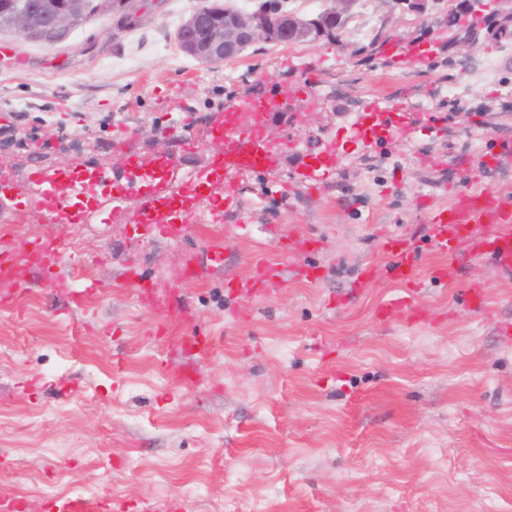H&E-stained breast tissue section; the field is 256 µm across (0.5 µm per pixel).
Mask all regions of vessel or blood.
Instances as JSON below:
<instances>
[{
    "instance_id": "1",
    "label": "vessel or blood",
    "mask_w": 512,
    "mask_h": 512,
    "mask_svg": "<svg viewBox=\"0 0 512 512\" xmlns=\"http://www.w3.org/2000/svg\"><path fill=\"white\" fill-rule=\"evenodd\" d=\"M275 108L263 107L259 101L241 99L225 104L224 121L216 137L224 143L223 162L228 166H257L276 151L275 143L265 135L267 126L278 116ZM136 160H127L123 170L115 173L126 195L142 196L147 223L156 225L159 236L178 240L197 224L203 223L202 213L196 209L164 215V207L171 199L163 179L149 180L138 170ZM461 180L453 189L447 208L429 211L424 219L432 228L427 241L443 258L433 275L445 279L454 275L464 253L493 257L502 271H512V189H488L478 185L476 170L471 164L459 167ZM380 245L389 255V276L402 282L416 280L418 260L414 251L399 247L397 239L381 233ZM69 253L68 237L64 231H55L45 240L23 242L20 252L0 253V307L21 311L28 295L30 280H38L50 293L67 303L69 308H85L94 299L106 293V287L95 281L76 286L56 271ZM254 275L249 279L227 280V287L237 289L243 304L241 313H248L249 299L261 294L266 286L268 269L263 259L253 261ZM192 263H185L174 270V287L162 290L127 280V287L135 288L143 309L158 319L156 331L172 346L189 353L193 367L178 366L171 377L178 388L194 391L197 382V363L207 360L214 348L212 339L199 328L190 300L176 284L194 277ZM379 317L388 323H420L427 321L426 306L419 304L412 295L389 299L380 309ZM58 512H124L121 501L104 495H70L59 499Z\"/></svg>"
}]
</instances>
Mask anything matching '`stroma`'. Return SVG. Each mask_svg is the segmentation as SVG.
<instances>
[{
  "mask_svg": "<svg viewBox=\"0 0 512 512\" xmlns=\"http://www.w3.org/2000/svg\"><path fill=\"white\" fill-rule=\"evenodd\" d=\"M200 0H134L133 17H90L54 44L0 34V143L12 176L0 191V229L42 238L45 220L13 221L15 208L45 190L44 178L80 163L102 178L65 225L68 258L57 271L110 283L85 310L32 287L24 312L0 310V494L58 497L106 491L126 512L144 499L178 496L179 512H512V276L487 255L468 263L489 281L484 304L457 282L432 278L441 258L427 243L424 213L448 205L457 163L483 159L481 186L512 187V50L487 37L433 49L427 65L400 46L428 40L426 15L408 0H356L342 44L255 43L215 67L178 51L175 33ZM390 20L394 37L374 58L365 38ZM291 66H282L283 56ZM496 83L451 103L442 81L485 57ZM318 74V108L298 87ZM173 89L185 112L157 97ZM283 91L284 116L268 129L280 154L253 169L209 171L222 144L211 138L224 104ZM401 97L403 109L392 112ZM365 112L385 125L380 138L350 140L345 115ZM481 134V142L463 130ZM196 144L185 153L182 138ZM130 138L140 162L166 176L176 201L221 206L224 221L173 242L144 221L140 200L112 184ZM206 177L190 178L191 170ZM120 223H113V209ZM319 241L310 284L289 255L294 230ZM415 251L419 273L406 284L386 276L378 230ZM224 271L206 265L214 238ZM262 253L275 270L254 313L237 316L225 275L247 277ZM197 257L194 278L178 284L202 330L215 340L191 393L175 388L174 353L154 333L128 276L167 288L173 270ZM379 271L365 288L366 265ZM413 293L437 313L428 323L385 324L388 299ZM79 388L60 398L59 382Z\"/></svg>",
  "mask_w": 512,
  "mask_h": 512,
  "instance_id": "1",
  "label": "stroma"
}]
</instances>
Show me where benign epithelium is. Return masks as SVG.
<instances>
[{
    "label": "benign epithelium",
    "instance_id": "1",
    "mask_svg": "<svg viewBox=\"0 0 512 512\" xmlns=\"http://www.w3.org/2000/svg\"><path fill=\"white\" fill-rule=\"evenodd\" d=\"M129 0H99L96 11L110 10L127 16ZM483 0H459L457 9L475 21L484 18ZM86 19L83 0H10L8 7L0 9V32H13L28 38L54 43L63 40L69 30ZM319 20L307 15H293L290 25L280 26L259 11L228 12L210 6V0H200L197 9L182 24L184 29H198L201 37L185 45L176 37L184 52L211 66L243 55L257 41L267 43H317L325 32L317 27ZM442 34L436 38L440 44L465 46L472 39L462 30L451 26L448 13L435 17Z\"/></svg>",
    "mask_w": 512,
    "mask_h": 512
}]
</instances>
